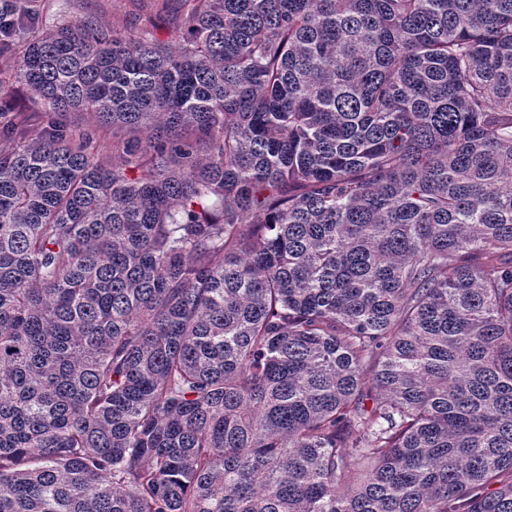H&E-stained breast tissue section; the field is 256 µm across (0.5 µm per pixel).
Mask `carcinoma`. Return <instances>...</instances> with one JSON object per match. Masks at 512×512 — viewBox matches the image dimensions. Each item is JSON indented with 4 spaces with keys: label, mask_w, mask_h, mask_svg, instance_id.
I'll return each instance as SVG.
<instances>
[{
    "label": "carcinoma",
    "mask_w": 512,
    "mask_h": 512,
    "mask_svg": "<svg viewBox=\"0 0 512 512\" xmlns=\"http://www.w3.org/2000/svg\"><path fill=\"white\" fill-rule=\"evenodd\" d=\"M36 2L0 512H512V0ZM159 3V4H158ZM38 26H51L61 19L90 15L114 30H133L148 24L147 20L161 8L156 0H83L78 9L72 0H40ZM166 16L160 18V29L157 31V36L162 40L177 41L181 35V20L180 15L181 5L177 0H172L168 6Z\"/></svg>",
    "instance_id": "obj_1"
}]
</instances>
